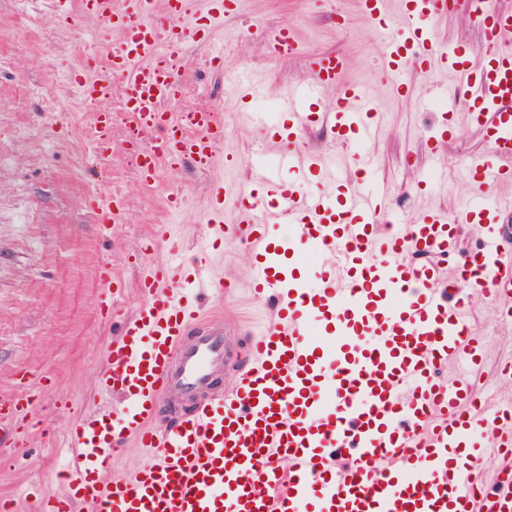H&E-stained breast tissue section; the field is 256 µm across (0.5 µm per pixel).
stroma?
I'll use <instances>...</instances> for the list:
<instances>
[{"label": "stroma", "instance_id": "stroma-1", "mask_svg": "<svg viewBox=\"0 0 512 512\" xmlns=\"http://www.w3.org/2000/svg\"><path fill=\"white\" fill-rule=\"evenodd\" d=\"M206 2L190 5L200 22L182 50L193 91L174 109L222 113L224 142L212 167L164 164L145 182L134 165L122 112L108 104L112 151L100 157L94 149L97 108L79 94L86 59L102 56L115 32L92 16L58 14L55 0H0V400L25 385L35 406L24 448L0 446V503L11 512H30L24 488L60 493L57 445L76 418L92 411L105 349L142 300L139 280L170 261V247L200 256L204 277L232 287L224 298L204 299L209 322L223 324L234 351L222 389L232 386L234 365L245 359L250 336L267 323L271 301L250 289L251 272L243 267L248 250L240 238L228 233L221 245L203 247L212 186L248 184L250 162L275 156L273 147L260 145L272 140L273 128L254 127L240 110L232 90L237 77L263 80L265 99L274 100L308 78V57L340 53L346 81L368 91L382 114V131L366 148L380 179L396 191L398 220L409 223L427 209L455 216L470 193L456 174L485 145L464 113L443 99L451 76L425 79L408 72L409 95L399 97L381 76L382 38L358 0H341L336 12L322 0H236L227 22L214 27L204 18ZM23 9L28 16L22 21ZM280 27L292 29L302 47L285 63L268 58L260 36ZM435 33L439 41L463 42L476 53L482 48L479 30L462 10L440 19ZM442 111L457 137L433 155L426 136ZM437 167L451 176L448 187L414 192L416 181ZM92 188L103 197L115 191L123 197L121 213L107 226L85 207ZM160 224L170 230L169 244L155 240ZM105 263L125 288L108 319L99 313ZM469 318L489 330L475 374L479 390L491 400L512 402V377L498 373L512 360V324L479 296L471 300Z\"/></svg>", "mask_w": 512, "mask_h": 512}]
</instances>
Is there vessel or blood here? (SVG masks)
<instances>
[{
    "instance_id": "1",
    "label": "vessel or blood",
    "mask_w": 512,
    "mask_h": 512,
    "mask_svg": "<svg viewBox=\"0 0 512 512\" xmlns=\"http://www.w3.org/2000/svg\"><path fill=\"white\" fill-rule=\"evenodd\" d=\"M155 0H61V9L92 13L120 37L105 64L80 87L91 104L119 97L129 131L143 148L137 168L150 178L160 162L211 164L224 140L221 113L168 111L182 86L186 33L150 23ZM383 36L385 77L399 82L408 65L427 76L443 67L455 87L469 90L468 126L485 136L486 151L465 175L474 196L455 218L426 210L409 224H382L394 196L373 182L372 157L359 142L380 129L375 100L344 83V58H310L309 81L281 94L287 118L277 132L278 168L257 166L246 189L211 190L212 241L224 239V210L235 207L254 256L252 287L271 293L272 319L251 343L252 362L230 392L216 390L228 346L222 331L201 319L204 291L223 295V281L204 282L196 261L162 264L139 282L141 305L109 345L96 385L99 408L66 433L61 494L40 512H512V404L487 406L468 373L482 354L467 318L468 295L453 296L449 279L467 284L512 313V253L498 243V216L507 202L493 190L512 180V9L483 12L480 53L436 40L435 23L448 0H359ZM165 55H157L160 42ZM290 29L268 38V55L297 54ZM340 86L336 109L313 112L325 89ZM332 140L354 147L355 185L337 187L334 158L306 153L301 140L314 123ZM456 129L440 117L426 140L437 152ZM292 173L280 176L279 167ZM320 183L310 194L306 183ZM292 225L280 243L270 225ZM464 224L485 230L482 247L466 252L454 273L442 262ZM317 243L319 284L307 287L283 260V249ZM102 311H111L119 280L100 269ZM468 370L437 383L439 365ZM34 408L26 395L0 402V442ZM152 458L132 475L112 472L126 443ZM501 458L502 490L484 492L474 471L487 455ZM405 468L393 474L390 458Z\"/></svg>"
}]
</instances>
